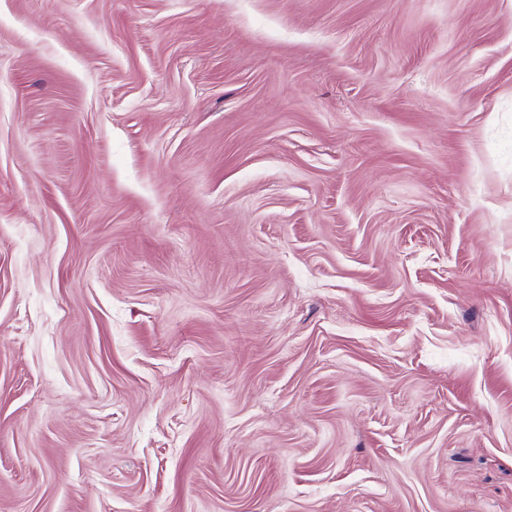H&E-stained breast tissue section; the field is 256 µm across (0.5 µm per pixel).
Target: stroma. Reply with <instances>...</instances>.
Listing matches in <instances>:
<instances>
[{"instance_id": "1", "label": "stroma", "mask_w": 512, "mask_h": 512, "mask_svg": "<svg viewBox=\"0 0 512 512\" xmlns=\"http://www.w3.org/2000/svg\"><path fill=\"white\" fill-rule=\"evenodd\" d=\"M0 512H512V0H0Z\"/></svg>"}]
</instances>
